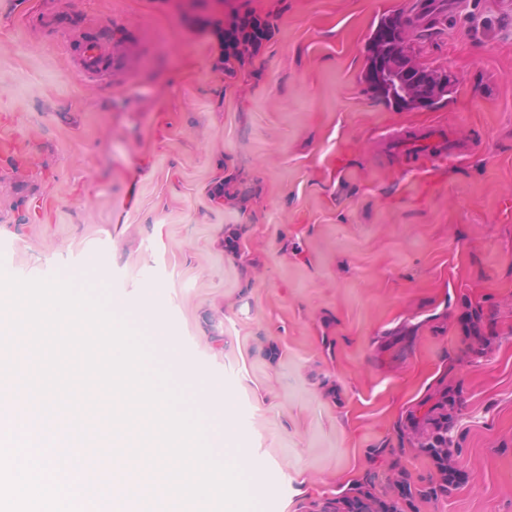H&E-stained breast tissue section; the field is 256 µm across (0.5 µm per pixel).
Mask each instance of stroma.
I'll return each mask as SVG.
<instances>
[{
    "label": "stroma",
    "mask_w": 512,
    "mask_h": 512,
    "mask_svg": "<svg viewBox=\"0 0 512 512\" xmlns=\"http://www.w3.org/2000/svg\"><path fill=\"white\" fill-rule=\"evenodd\" d=\"M28 26L0 0V269L31 279L106 264L117 301H158L183 361L231 399L261 461L266 512H322L436 481L418 448L447 403L465 480L404 512H512V0H456L422 63L446 104L367 92L366 45L403 0H51ZM271 22L236 76L232 15ZM116 35L111 81L66 50ZM443 123L473 146L421 170L378 147ZM103 456L76 504L112 508ZM70 15L61 11H45L36 9L31 11L27 20L30 25L39 24L55 31H68L70 29Z\"/></svg>",
    "instance_id": "35a3bbf8"
}]
</instances>
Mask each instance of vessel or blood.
Wrapping results in <instances>:
<instances>
[{
    "label": "vessel or blood",
    "instance_id": "obj_1",
    "mask_svg": "<svg viewBox=\"0 0 512 512\" xmlns=\"http://www.w3.org/2000/svg\"><path fill=\"white\" fill-rule=\"evenodd\" d=\"M70 16L61 11H31L27 20L29 24H38L55 31L70 28ZM116 52L112 45L111 32L97 31L75 52V61L80 74L88 79L108 81L112 78V62ZM390 150L401 157L414 156H453L467 157L470 148L456 138L451 130L441 125H428L414 130L398 131L384 137Z\"/></svg>",
    "mask_w": 512,
    "mask_h": 512
}]
</instances>
